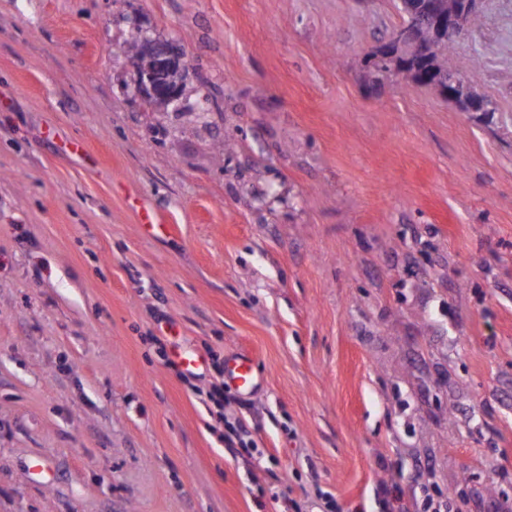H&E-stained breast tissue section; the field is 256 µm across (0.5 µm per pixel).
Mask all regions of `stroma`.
<instances>
[{"mask_svg":"<svg viewBox=\"0 0 512 512\" xmlns=\"http://www.w3.org/2000/svg\"><path fill=\"white\" fill-rule=\"evenodd\" d=\"M399 5L0 0V512H512V0L455 42L486 115L368 83ZM138 40L146 46L153 61L152 68L137 76L138 95L170 104L179 101L180 83L176 77L186 65L181 48L173 41H158L145 35ZM224 380L241 394L254 393L260 380L253 357L244 352L232 354L225 363ZM224 443L230 453L237 452V445H243L244 437L249 436L248 426L244 417H236L233 422L224 417Z\"/></svg>","mask_w":512,"mask_h":512,"instance_id":"stroma-1","label":"stroma"}]
</instances>
